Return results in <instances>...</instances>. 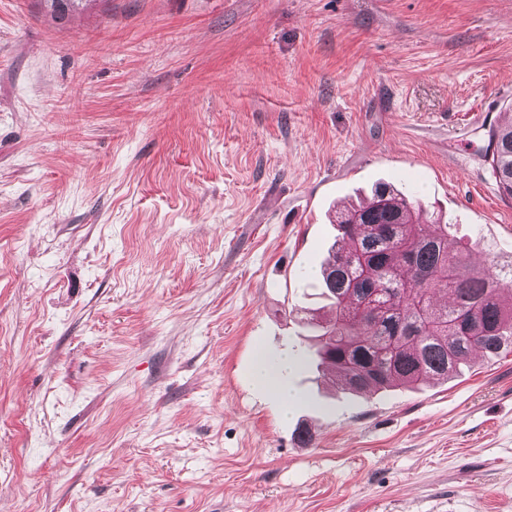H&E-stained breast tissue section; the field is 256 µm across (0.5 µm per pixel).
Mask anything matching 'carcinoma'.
<instances>
[{"label": "carcinoma", "instance_id": "obj_1", "mask_svg": "<svg viewBox=\"0 0 512 512\" xmlns=\"http://www.w3.org/2000/svg\"><path fill=\"white\" fill-rule=\"evenodd\" d=\"M62 21L93 0H42ZM485 153L512 198V118L488 131ZM341 246L322 264L332 300L318 335L319 365L361 393L446 380L480 350L512 352V260L489 272L469 244L448 245L452 222L427 221L393 184H374L369 202L336 212ZM448 301L440 303L436 294Z\"/></svg>", "mask_w": 512, "mask_h": 512}]
</instances>
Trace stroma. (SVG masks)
I'll return each mask as SVG.
<instances>
[{
  "instance_id": "stroma-1",
  "label": "stroma",
  "mask_w": 512,
  "mask_h": 512,
  "mask_svg": "<svg viewBox=\"0 0 512 512\" xmlns=\"http://www.w3.org/2000/svg\"><path fill=\"white\" fill-rule=\"evenodd\" d=\"M511 118L512 0H0V512H512V354L355 394L304 324L378 181L511 256ZM41 2L46 4V7L56 20L62 21L66 19L71 12L87 8L94 0H42ZM484 151L491 154V169L499 189L512 198V118L489 129ZM294 367L288 357L283 358L276 365H271L263 351L257 350L251 370L252 381L279 398L286 411L291 407L294 399L281 384V377Z\"/></svg>"
}]
</instances>
